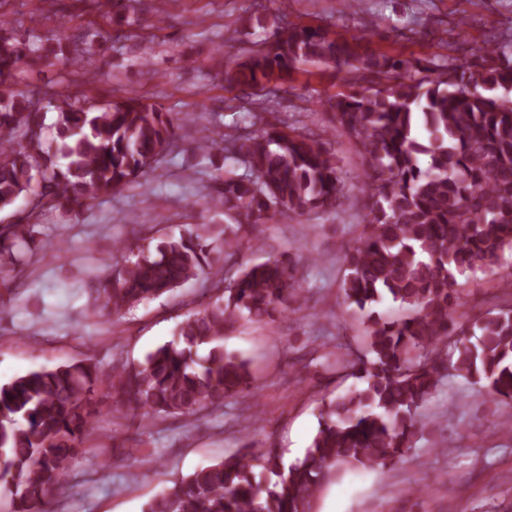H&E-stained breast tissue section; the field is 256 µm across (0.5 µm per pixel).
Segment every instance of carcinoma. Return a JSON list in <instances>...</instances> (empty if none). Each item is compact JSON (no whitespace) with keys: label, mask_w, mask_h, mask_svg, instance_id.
Instances as JSON below:
<instances>
[{"label":"carcinoma","mask_w":512,"mask_h":512,"mask_svg":"<svg viewBox=\"0 0 512 512\" xmlns=\"http://www.w3.org/2000/svg\"><path fill=\"white\" fill-rule=\"evenodd\" d=\"M73 53L56 63L77 66L104 50L110 37L87 26L65 35ZM364 72L381 81L362 93L328 99L336 132L353 140L364 160L367 193L362 235L346 253L343 302L359 311L367 353L349 360L321 355L326 366L357 380L326 403L303 459L286 468L276 448L250 436L235 452L176 481L143 512H315L322 487L349 469L388 468L413 449L423 429L419 409L451 370L496 398L512 402V308L487 313L477 341L448 315L462 305L457 278L499 265L512 251V47L487 45L474 61L450 63L435 75L415 58L370 49L364 37H335L301 24L273 31L266 45L220 60L224 80L244 90L285 82L298 64ZM44 56L29 37L0 35V211L21 198L50 204L66 216L133 186L157 170L176 146L181 119L140 96L96 103L84 92L50 94L52 138L39 102L11 88L22 67ZM423 71L416 78L412 72ZM210 204L237 224H196L160 239L152 253L111 270L99 295L119 316L155 300L239 250L240 231L262 219L300 218L354 205L335 153L306 131L276 127L239 136ZM35 225L0 224V286L17 269L5 259L30 248ZM298 262L284 256L245 268L224 296L178 328L177 340L115 376L113 412L149 421L197 415L250 388V361L224 351L225 331L246 320L267 324L303 305ZM400 304L390 319L373 305ZM456 336L455 363L442 345ZM97 383L89 360L29 371L0 385V497L12 512H47L51 490L91 436Z\"/></svg>","instance_id":"1"}]
</instances>
